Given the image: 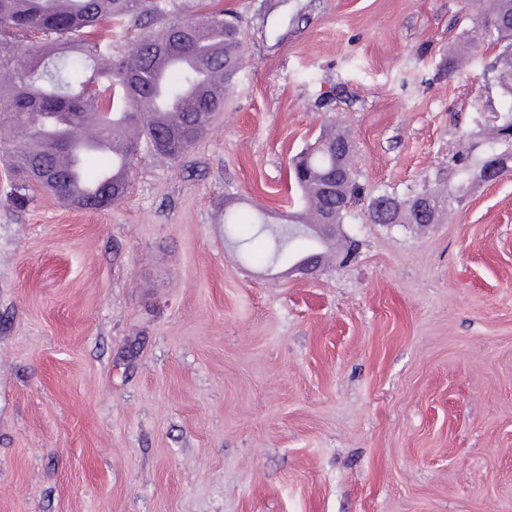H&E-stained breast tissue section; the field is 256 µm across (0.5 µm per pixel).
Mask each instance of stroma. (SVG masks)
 I'll return each mask as SVG.
<instances>
[{
  "label": "stroma",
  "mask_w": 512,
  "mask_h": 512,
  "mask_svg": "<svg viewBox=\"0 0 512 512\" xmlns=\"http://www.w3.org/2000/svg\"><path fill=\"white\" fill-rule=\"evenodd\" d=\"M181 8L236 14L245 59L180 160L142 152L104 211L0 160V512H512V173L443 224L356 204L312 279L224 229L287 212L330 123L367 198L433 186L506 102L468 0Z\"/></svg>",
  "instance_id": "stroma-1"
}]
</instances>
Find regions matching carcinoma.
Here are the masks:
<instances>
[{"label":"carcinoma","instance_id":"obj_1","mask_svg":"<svg viewBox=\"0 0 512 512\" xmlns=\"http://www.w3.org/2000/svg\"><path fill=\"white\" fill-rule=\"evenodd\" d=\"M485 2L478 16L492 24L484 40L495 51L486 72L512 98V0ZM106 23L121 29L131 53L114 59L112 42L97 36ZM243 60L240 28L221 11L184 18L176 14L175 0H0V123L12 124L5 157L18 197L42 188L86 210L119 203L141 146L181 158L224 110ZM91 131L115 143L113 176L105 182L97 175L92 194L75 196L62 159L85 144ZM346 139L330 128L293 160L290 177L301 192L300 208L278 225L268 224L264 211L251 220L266 240L259 260L274 263L290 253L308 224L345 223L361 195L353 155L336 153ZM467 156L470 162L456 168V195H448L443 177L428 190L439 202L429 223L453 212L476 172L492 166L512 172V106L491 113ZM334 174L342 179L338 197L323 193ZM380 200L396 202L394 223H418L409 199L384 191L370 205Z\"/></svg>","mask_w":512,"mask_h":512}]
</instances>
